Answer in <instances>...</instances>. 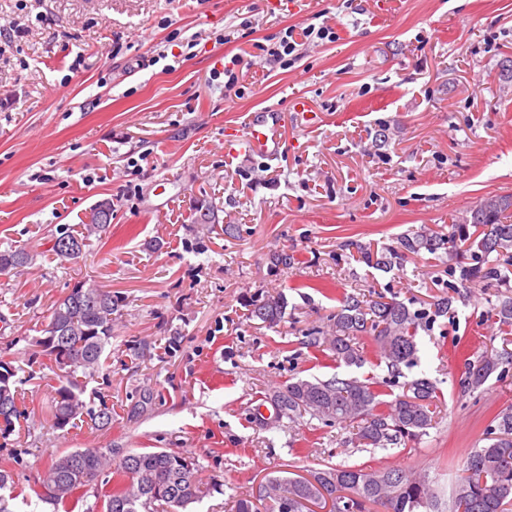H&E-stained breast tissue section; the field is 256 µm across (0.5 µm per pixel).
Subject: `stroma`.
Masks as SVG:
<instances>
[{"instance_id":"35a3bbf8","label":"stroma","mask_w":512,"mask_h":512,"mask_svg":"<svg viewBox=\"0 0 512 512\" xmlns=\"http://www.w3.org/2000/svg\"><path fill=\"white\" fill-rule=\"evenodd\" d=\"M316 19L336 42H306L287 69L254 58L243 96L225 97V58ZM13 23L26 33L0 47V244L34 260L0 275V352L27 413L0 436L12 512H55L30 488L51 456L78 448L194 456L216 489L188 512H233L276 472L325 463L416 470L450 491L492 415L512 406L511 363L475 391L461 385L469 363L502 346L487 315L499 291L462 284L455 261L424 251L386 274L358 249L450 230L483 197L512 195V0H0V26ZM160 52L165 64L142 67ZM252 122L272 130L273 153L242 151ZM105 198L108 244L94 236L78 260L56 257L52 238L80 230ZM208 206L237 232L203 230ZM277 251L290 266L270 267ZM80 281L125 304L85 391L112 423L64 431L35 341ZM276 292L280 323L250 316V301ZM350 294L413 310L448 296L455 313L420 329L413 367L392 372L370 336L364 364L340 366L309 341ZM335 375L379 381L389 401L429 378L442 419L385 449L353 447L343 426L306 416L257 419L288 380Z\"/></svg>"}]
</instances>
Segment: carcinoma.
<instances>
[{"label": "carcinoma", "mask_w": 512, "mask_h": 512, "mask_svg": "<svg viewBox=\"0 0 512 512\" xmlns=\"http://www.w3.org/2000/svg\"><path fill=\"white\" fill-rule=\"evenodd\" d=\"M111 223L91 221L80 233L67 238L79 247L89 237L109 232ZM402 248L416 254L425 249L431 254L443 251L451 256L469 255L473 265L462 270V279L480 277L494 288L512 279V269L504 256L512 250V197H488L472 211L469 219L442 234L432 229L401 238ZM363 262L389 273L400 265L397 251H361ZM24 247L0 249V270L13 272L32 263ZM119 300L95 285L78 283V288L59 298L51 311L44 333L56 337L57 346L73 355L54 390L53 425L58 429L79 427L85 421L97 427L112 422V411L95 412L82 399L83 379L100 369L111 344L112 323ZM287 307L286 297L278 293L252 301L251 314L263 322L275 323ZM452 311V301L442 296L430 303V310H411L406 304L379 295L369 302L349 295L333 317L331 332L314 340L332 353L337 362L353 365L362 362L363 352L357 337L371 335L380 358L391 369L410 365L418 353L416 336L429 318L444 317ZM502 325H512V296L499 298L492 308ZM512 337L502 338V349L468 363L463 381L467 390L484 385L503 363L512 360ZM375 382L343 379L299 378L271 399L279 417L292 421L305 414L326 422L352 426L358 445L386 448L426 434L436 418L437 390L426 378L408 384V393L386 404ZM24 415L17 404L15 372L0 380V434L14 431ZM489 444L474 449L466 459L464 476L452 494L451 512H505L512 504V406L497 412L488 429ZM199 463L193 456L167 450H145L112 461V453L98 448L77 449L51 459L41 482L57 486L55 503L79 500L85 488L103 483L102 512H177L210 493V487L197 478ZM12 482L8 465H0V512H11L12 495L4 493ZM329 512H369L378 505L384 512H439V499L428 478L398 468L367 469L327 465L311 472L310 478L290 476L268 478L258 498H242L235 512H278L288 504L289 512H311L309 505L326 507Z\"/></svg>", "instance_id": "cac0c4a2"}]
</instances>
